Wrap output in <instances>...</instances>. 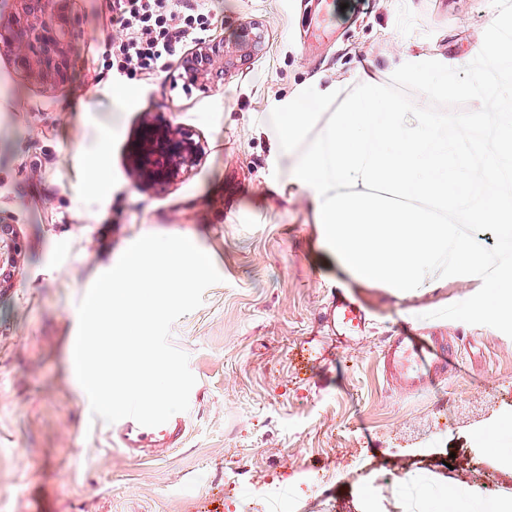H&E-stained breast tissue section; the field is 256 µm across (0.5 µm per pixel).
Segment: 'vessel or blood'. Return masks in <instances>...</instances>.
<instances>
[{"instance_id":"b4317fda","label":"vessel or blood","mask_w":512,"mask_h":512,"mask_svg":"<svg viewBox=\"0 0 512 512\" xmlns=\"http://www.w3.org/2000/svg\"><path fill=\"white\" fill-rule=\"evenodd\" d=\"M326 323L332 335L345 336L364 331L367 315L358 303L339 293L332 297ZM448 356L447 340L428 333L397 335L389 340L385 350L392 374L412 389L430 375L445 370ZM185 430V419L177 413L157 427H146L134 419L125 418L115 433L119 443L128 451L152 448L161 456L182 445Z\"/></svg>"}]
</instances>
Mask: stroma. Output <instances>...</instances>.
I'll return each mask as SVG.
<instances>
[{
  "mask_svg": "<svg viewBox=\"0 0 512 512\" xmlns=\"http://www.w3.org/2000/svg\"><path fill=\"white\" fill-rule=\"evenodd\" d=\"M111 0H76L67 82L16 70L0 49V224L22 250L0 278V512H491L512 498V337L432 319L481 287L475 276L402 292L354 280L326 250L310 196L275 188L261 127L309 86L389 83L408 57L459 67L496 11L489 0H186L208 15L207 43L232 46L248 22L260 50L206 82L103 66ZM137 101L112 108V87ZM191 134L199 158L173 182L141 184L131 148L144 122ZM105 142L110 190L88 157ZM146 234L193 239L222 277L177 320L195 397L186 439L164 459L109 441L72 378L77 305ZM358 300L364 334L331 336L335 290ZM440 329L455 369L421 391L382 372L402 325Z\"/></svg>",
  "mask_w": 512,
  "mask_h": 512,
  "instance_id": "stroma-1",
  "label": "stroma"
}]
</instances>
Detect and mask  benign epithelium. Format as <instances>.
Here are the masks:
<instances>
[{"mask_svg": "<svg viewBox=\"0 0 512 512\" xmlns=\"http://www.w3.org/2000/svg\"><path fill=\"white\" fill-rule=\"evenodd\" d=\"M19 20L0 27V47L14 58L16 66L43 80L63 83L68 78V47L72 38L73 0H16ZM263 42L260 25L245 24L234 43L235 52L249 57ZM233 64L227 52L202 48L183 66L182 76L192 83ZM197 157V145L187 135L170 127L149 123L141 134L135 156L140 178L149 183L175 180ZM21 244L12 225L0 224V269L13 268Z\"/></svg>", "mask_w": 512, "mask_h": 512, "instance_id": "1", "label": "benign epithelium"}]
</instances>
